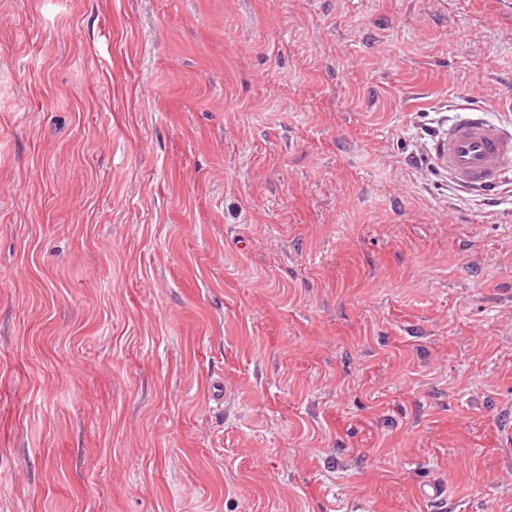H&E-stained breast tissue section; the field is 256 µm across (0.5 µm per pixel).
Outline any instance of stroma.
<instances>
[{
    "instance_id": "1",
    "label": "stroma",
    "mask_w": 512,
    "mask_h": 512,
    "mask_svg": "<svg viewBox=\"0 0 512 512\" xmlns=\"http://www.w3.org/2000/svg\"><path fill=\"white\" fill-rule=\"evenodd\" d=\"M512 0H0V512H512ZM430 153L435 168L458 187L498 196L512 167V133L471 110L438 131Z\"/></svg>"
}]
</instances>
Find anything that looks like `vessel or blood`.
Here are the masks:
<instances>
[{
  "label": "vessel or blood",
  "mask_w": 512,
  "mask_h": 512,
  "mask_svg": "<svg viewBox=\"0 0 512 512\" xmlns=\"http://www.w3.org/2000/svg\"><path fill=\"white\" fill-rule=\"evenodd\" d=\"M430 153L435 168L458 187L497 196L512 172V132L471 110L438 131Z\"/></svg>",
  "instance_id": "obj_1"
}]
</instances>
